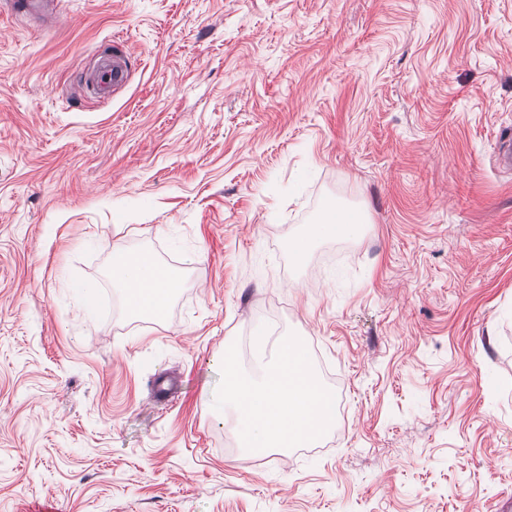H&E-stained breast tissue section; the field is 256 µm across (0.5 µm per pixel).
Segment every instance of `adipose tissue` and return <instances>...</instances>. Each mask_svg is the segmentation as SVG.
I'll use <instances>...</instances> for the list:
<instances>
[{"mask_svg": "<svg viewBox=\"0 0 512 512\" xmlns=\"http://www.w3.org/2000/svg\"><path fill=\"white\" fill-rule=\"evenodd\" d=\"M366 222L363 211L330 203L304 235L290 241V253L297 264H305L314 243L335 238L358 239L365 231ZM111 277L124 291L127 310L145 316L164 311L179 283L175 273L158 266L145 251L116 250Z\"/></svg>", "mask_w": 512, "mask_h": 512, "instance_id": "adipose-tissue-1", "label": "adipose tissue"}]
</instances>
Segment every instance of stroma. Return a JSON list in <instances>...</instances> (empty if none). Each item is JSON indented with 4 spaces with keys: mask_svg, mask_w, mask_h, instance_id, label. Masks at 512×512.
<instances>
[{
    "mask_svg": "<svg viewBox=\"0 0 512 512\" xmlns=\"http://www.w3.org/2000/svg\"><path fill=\"white\" fill-rule=\"evenodd\" d=\"M59 9L0 8V512H512V0ZM116 36L128 85L73 99ZM333 201L365 234L297 266ZM117 248L180 275L161 320ZM262 311L338 377L342 446L256 465L212 412Z\"/></svg>",
    "mask_w": 512,
    "mask_h": 512,
    "instance_id": "1",
    "label": "stroma"
}]
</instances>
